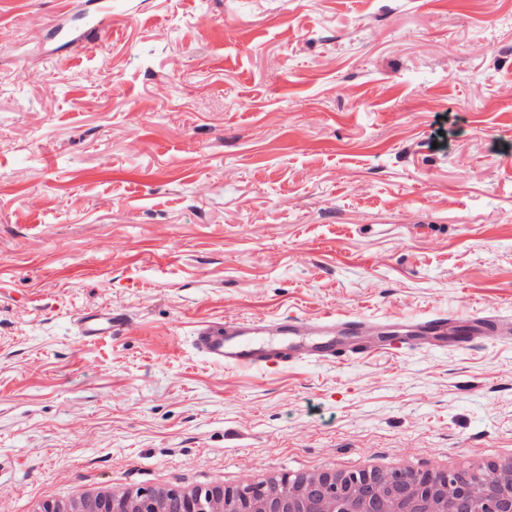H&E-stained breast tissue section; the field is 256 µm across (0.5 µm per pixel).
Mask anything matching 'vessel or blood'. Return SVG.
Segmentation results:
<instances>
[{"label": "vessel or blood", "mask_w": 512, "mask_h": 512, "mask_svg": "<svg viewBox=\"0 0 512 512\" xmlns=\"http://www.w3.org/2000/svg\"><path fill=\"white\" fill-rule=\"evenodd\" d=\"M112 12L99 8L83 27L74 28L55 21L51 36L70 44H89L99 40L110 28ZM449 318L428 316L413 321L411 332L428 343L430 349L463 350L488 338H512V322L495 316L482 315L469 321L465 336L448 335ZM81 336L95 338L112 332L111 313L91 314L78 322ZM381 325L356 316L324 315L308 321L285 317L261 322H227L205 325L194 332L196 350L209 362L227 367L262 369L270 362L284 365L300 361L342 360L364 358L376 350L373 338ZM288 339V351H281L273 339Z\"/></svg>", "instance_id": "obj_1"}]
</instances>
